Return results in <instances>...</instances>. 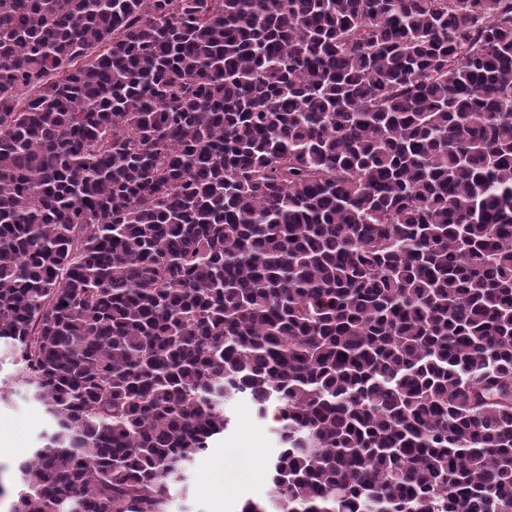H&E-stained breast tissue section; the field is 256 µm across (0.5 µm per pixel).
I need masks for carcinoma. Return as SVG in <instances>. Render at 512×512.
Returning a JSON list of instances; mask_svg holds the SVG:
<instances>
[{
    "mask_svg": "<svg viewBox=\"0 0 512 512\" xmlns=\"http://www.w3.org/2000/svg\"><path fill=\"white\" fill-rule=\"evenodd\" d=\"M9 512H512V0H0ZM9 348L1 341L0 359V476L9 490L21 484L18 465L42 444L51 423L43 408L17 383L20 366L12 363ZM244 398L225 404L233 427L189 466L186 481L171 492V512H239L247 500L266 498L277 448L269 431L273 412L259 420Z\"/></svg>",
    "mask_w": 512,
    "mask_h": 512,
    "instance_id": "1",
    "label": "carcinoma"
}]
</instances>
